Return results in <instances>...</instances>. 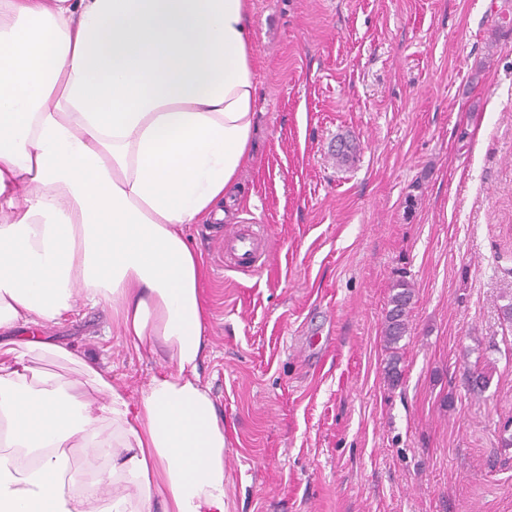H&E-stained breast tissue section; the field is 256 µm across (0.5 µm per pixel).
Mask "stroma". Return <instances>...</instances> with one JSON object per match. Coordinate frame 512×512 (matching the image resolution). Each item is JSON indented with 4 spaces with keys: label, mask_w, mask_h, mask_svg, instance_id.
Masks as SVG:
<instances>
[{
    "label": "stroma",
    "mask_w": 512,
    "mask_h": 512,
    "mask_svg": "<svg viewBox=\"0 0 512 512\" xmlns=\"http://www.w3.org/2000/svg\"><path fill=\"white\" fill-rule=\"evenodd\" d=\"M249 17L255 160L225 220L186 227L227 512H512V0H249ZM231 224L261 228L254 270L225 265ZM38 334L133 397L161 366L105 303ZM396 291L390 298V308L385 319L384 334L387 343L397 344L409 331L408 313L412 301V290L405 282L396 285Z\"/></svg>",
    "instance_id": "35a3bbf8"
}]
</instances>
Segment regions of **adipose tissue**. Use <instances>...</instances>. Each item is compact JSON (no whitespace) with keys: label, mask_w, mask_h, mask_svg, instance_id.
I'll use <instances>...</instances> for the list:
<instances>
[{"label":"adipose tissue","mask_w":512,"mask_h":512,"mask_svg":"<svg viewBox=\"0 0 512 512\" xmlns=\"http://www.w3.org/2000/svg\"><path fill=\"white\" fill-rule=\"evenodd\" d=\"M254 40L248 0H0V512H226L184 227L223 218L254 159ZM101 303L170 365L138 398L17 333ZM44 347L81 379L35 374Z\"/></svg>","instance_id":"1"}]
</instances>
